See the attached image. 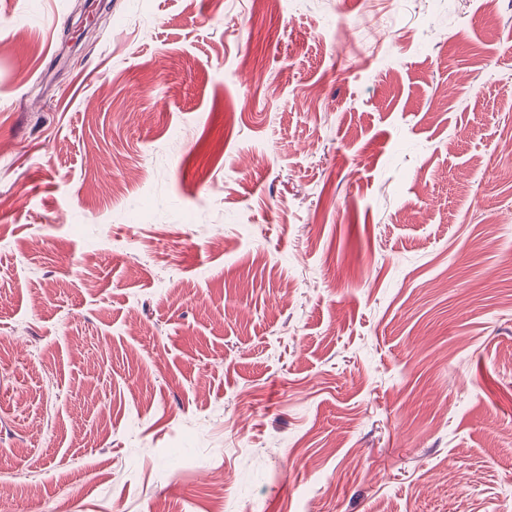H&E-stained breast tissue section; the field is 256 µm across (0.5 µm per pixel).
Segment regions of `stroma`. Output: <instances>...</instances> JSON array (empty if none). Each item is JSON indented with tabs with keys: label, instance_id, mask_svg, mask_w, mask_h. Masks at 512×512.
Masks as SVG:
<instances>
[{
	"label": "stroma",
	"instance_id": "1",
	"mask_svg": "<svg viewBox=\"0 0 512 512\" xmlns=\"http://www.w3.org/2000/svg\"><path fill=\"white\" fill-rule=\"evenodd\" d=\"M493 9L0 0V512L512 499Z\"/></svg>",
	"mask_w": 512,
	"mask_h": 512
}]
</instances>
